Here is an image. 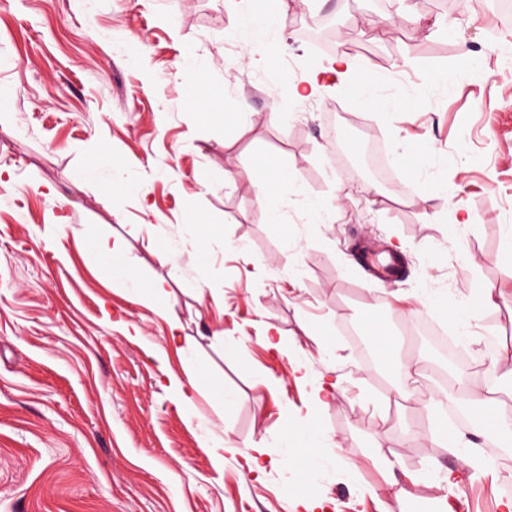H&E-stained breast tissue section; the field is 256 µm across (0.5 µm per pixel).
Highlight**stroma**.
<instances>
[{
  "label": "stroma",
  "mask_w": 512,
  "mask_h": 512,
  "mask_svg": "<svg viewBox=\"0 0 512 512\" xmlns=\"http://www.w3.org/2000/svg\"><path fill=\"white\" fill-rule=\"evenodd\" d=\"M266 9L259 25L254 0H0V512H438L443 493L501 512L512 464L487 474L478 434L432 448L447 399L431 406L430 373L391 378L440 361L409 317L512 291V21L489 0ZM327 22L354 76L298 115L283 80L323 62L301 28ZM335 125L383 140L394 186L364 157L334 163ZM261 155L278 172L263 197ZM382 252L402 267L377 282ZM159 281L168 298L147 302ZM489 339L512 366V303L479 318L472 354ZM323 376L344 384L320 403ZM292 430L324 437L308 468Z\"/></svg>",
  "instance_id": "stroma-1"
}]
</instances>
